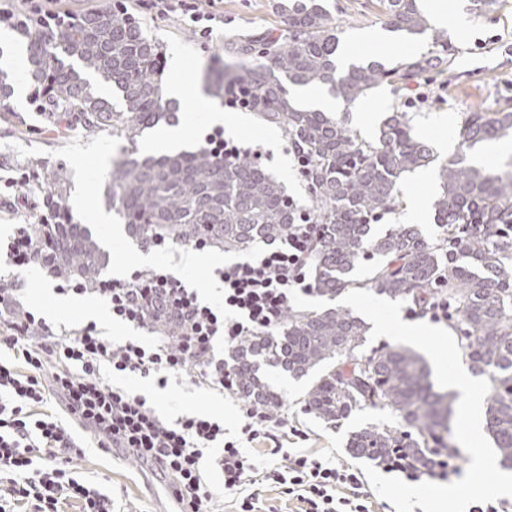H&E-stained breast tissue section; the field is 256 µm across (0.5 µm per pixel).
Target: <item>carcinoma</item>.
Returning <instances> with one entry per match:
<instances>
[{
    "mask_svg": "<svg viewBox=\"0 0 512 512\" xmlns=\"http://www.w3.org/2000/svg\"><path fill=\"white\" fill-rule=\"evenodd\" d=\"M385 26L410 41L431 40V50L391 65L336 64L339 38L326 0H280L275 9L288 26L280 40L265 33L228 37L232 60L216 75L213 92L234 84L252 93L258 119L283 129L308 165L312 211L320 224L312 265L314 290L332 298L355 286L360 259L380 262L362 284L379 295L412 302L423 313L448 305V325L460 335L470 370L489 380L486 430L500 466L512 469V161L478 167L469 151L512 136V111L465 113L457 150L440 160L413 132L405 113H394L372 138L327 112L303 109L291 87L325 86L351 105L379 85L414 80L450 67L452 48L432 28L420 0H378ZM26 57L39 84L40 112L58 128L94 134L109 130L131 144L147 129L175 118L164 96L161 51L124 8L105 5L72 24L27 35ZM112 88L121 104L102 95ZM437 166L434 202L444 233L428 242L413 226L374 237L371 220L402 205L406 174ZM44 203L60 210L45 228L47 262L63 275L95 288L107 254L66 208L68 180L43 172ZM105 199L143 246L163 237L181 245L200 237L219 249H245L257 239L288 234L294 213L281 184L248 159L218 160L204 149L142 156L131 151L112 164ZM366 324L351 312L288 311L276 332L243 338L230 357L242 395L275 411L282 397L258 376L261 365L295 378L321 373L303 396L307 413L337 422L365 408L386 410L392 425L352 433L349 451L383 461L400 451L424 475L436 466L434 449L449 448L452 396L437 389L424 360L399 344L358 353Z\"/></svg>",
    "mask_w": 512,
    "mask_h": 512,
    "instance_id": "1",
    "label": "carcinoma"
}]
</instances>
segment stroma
<instances>
[{
	"label": "stroma",
	"mask_w": 512,
	"mask_h": 512,
	"mask_svg": "<svg viewBox=\"0 0 512 512\" xmlns=\"http://www.w3.org/2000/svg\"><path fill=\"white\" fill-rule=\"evenodd\" d=\"M129 12L140 21L145 35L159 45L164 56L165 85L182 83L185 97L179 113L185 124L183 149L195 151L205 146V137L214 125L205 116L204 107L220 108L223 98L214 96L209 78L222 69L228 56L226 38L244 31L269 32L280 36L286 26L275 10L276 0H197L200 10L213 14V33L202 38L189 29V20L177 13L154 16L151 0H123ZM336 25L342 34L341 45L352 48L351 61L377 59L393 63L406 55L427 52L425 42H405L389 38L378 43L376 37L385 26L377 10V0H336ZM449 10L464 8L467 25L449 35L454 46L450 70L431 72L408 84H381L366 98L367 106H379L381 116L405 112L415 131L426 138L439 157H447L458 145L457 132L465 112L479 108L493 112L512 104V0H499L494 12L475 14L468 9L469 0H446ZM24 37L10 31L1 46L7 56L0 66L13 75L14 94L0 101V239L10 237L15 225L32 224L42 211V195L37 190L42 169L60 168L71 189L67 206L74 221L85 224L109 255L104 278H125L131 267H165L200 288L206 299L217 301L222 296L220 283L212 276L213 269L242 261L265 250L258 240L244 250L209 248L202 253L188 251L179 244L169 249L145 248L128 236L119 216L102 224L98 216L104 212V183L107 166L131 151L130 143L112 137L110 132L88 134L78 130L64 132L42 120L30 101L35 85L28 69L17 64L16 47ZM242 125L228 131V138L241 147L257 151L258 163L285 188L298 207L312 204L308 184L301 176L287 135L279 128L260 123L248 110H240ZM437 180L423 182L408 175L403 185V204L395 211L374 220L376 231L386 232L397 224L418 225L427 240L441 236L443 228L434 216L417 221L414 208L420 199L435 198ZM13 285L27 289L29 299L43 309L58 325L85 321L83 308H72L58 315L56 282L41 263L35 262L12 277ZM262 378L272 384L283 398V412L289 425L306 431L307 440H284V448L312 450L333 461L358 466L359 458L347 448L351 433L366 425L387 423L386 412L366 408L340 422H327L306 414L303 395L308 379H296L273 367H263ZM124 387L146 397L167 420L194 412L222 416L227 437H237L245 418L239 402L228 396L205 393L195 388L187 376L170 377L167 386L155 379L132 377L124 379ZM85 446L75 456L74 467L85 478L112 493L118 512H153L154 494L144 484L140 465L132 459L115 457L94 448L87 434H80Z\"/></svg>",
	"instance_id": "stroma-1"
}]
</instances>
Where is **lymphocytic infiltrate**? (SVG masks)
Returning a JSON list of instances; mask_svg holds the SVG:
<instances>
[{"label": "lymphocytic infiltrate", "instance_id": "1", "mask_svg": "<svg viewBox=\"0 0 512 512\" xmlns=\"http://www.w3.org/2000/svg\"><path fill=\"white\" fill-rule=\"evenodd\" d=\"M58 0H21L18 10H1L0 23L20 32L32 26L61 28L73 20ZM46 208L37 223L17 225L7 245L15 268L41 259L39 227L52 223ZM318 226L301 211L286 237L260 254L225 266L217 275L222 302L204 301L160 268L133 270L126 280L101 281L95 293L113 320L157 333L159 323L176 322L178 332L149 347L118 340L95 322L54 327L25 300L21 289L0 288V345L13 361L0 362V512H115L99 485L79 476L72 465L79 449L71 428L94 434L105 452H120L167 481L189 505L188 512H224L225 494L236 497L237 512H258L263 488L282 489L299 512H375L361 474L352 467L300 451L284 454L285 414L246 407L237 439L226 438L224 420L191 413L162 418L146 398L116 385L119 377L184 373L204 392L235 394V375L215 353L217 342L236 347L243 336L280 324L291 291H311L304 271L313 260ZM62 410L45 411L48 400ZM264 446L265 466L241 449ZM287 466H279V455Z\"/></svg>", "mask_w": 512, "mask_h": 512}]
</instances>
